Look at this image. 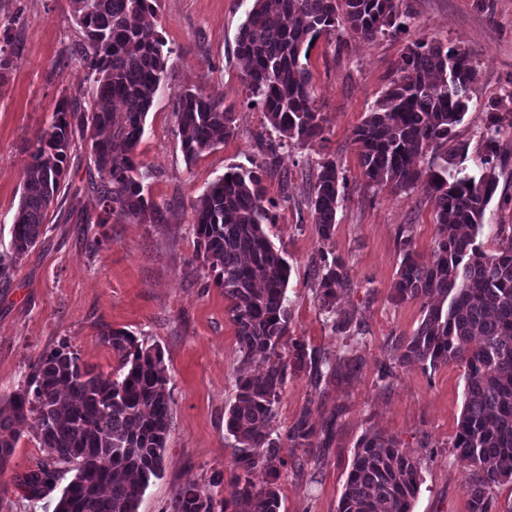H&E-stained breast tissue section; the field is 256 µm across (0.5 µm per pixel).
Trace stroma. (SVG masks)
Wrapping results in <instances>:
<instances>
[{"instance_id":"35a3bbf8","label":"stroma","mask_w":512,"mask_h":512,"mask_svg":"<svg viewBox=\"0 0 512 512\" xmlns=\"http://www.w3.org/2000/svg\"><path fill=\"white\" fill-rule=\"evenodd\" d=\"M255 0H159L158 30L171 53L136 155L150 176L152 200L166 223L127 219L97 223L101 212L90 189L93 161L83 143L68 159L67 177L50 207L47 233L0 278V404L24 386L31 366L59 344H67L95 372L114 373L118 361L103 344L104 327L122 329L159 346L167 366L171 427L164 469L141 497L139 512H171L180 488L194 485L229 496L233 437L224 412L234 403L237 379L256 373L244 363L229 302L204 268L192 231V204L228 167H250L260 159L265 130L262 108L248 100L237 38ZM402 0V26L375 40L350 36L320 39L309 54L315 106L323 118V140L281 148L280 165L265 179L275 223L264 230L291 266L287 287L288 337L279 353L291 362L292 339L335 357L345 348L317 302L310 262L318 250L341 256L350 286L338 293L336 311L360 322L361 367L350 378L312 380L289 371L272 424L285 434L302 409L326 447L286 454L279 488L281 512H337L358 440L369 431L396 437L417 459L422 484L413 512H468L472 472L453 446L465 400V374L451 363L437 371L396 368L388 383L378 379L392 363L398 338L412 335L422 313L419 302H396L393 285L402 260L401 235L418 259H433L437 224L425 187L406 192L369 184L363 175L354 129L397 76V64L413 42L436 40L469 50L477 78L468 111L456 125L454 144L465 145L464 164L476 169L483 153L481 132L489 106L512 114V0ZM7 31L9 63L0 68V252L11 231L25 182L29 154L58 103L82 95L88 69L75 47L82 39L72 0H0V31ZM188 88L230 107L233 137L195 162L186 163L178 133L176 103ZM334 159L344 177V201L336 234L322 243L309 205L316 171ZM499 185L486 209L481 240L495 251L494 227L512 224V162L497 169ZM99 240L90 249V240ZM0 471V512H53L76 473L60 466L42 499L29 500L17 477L37 469L48 454L30 424Z\"/></svg>"}]
</instances>
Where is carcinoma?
Listing matches in <instances>:
<instances>
[{
    "instance_id": "obj_1",
    "label": "carcinoma",
    "mask_w": 512,
    "mask_h": 512,
    "mask_svg": "<svg viewBox=\"0 0 512 512\" xmlns=\"http://www.w3.org/2000/svg\"><path fill=\"white\" fill-rule=\"evenodd\" d=\"M83 33L78 44L89 69V91L64 99L30 152L24 192L12 227L11 248L0 253V277L11 270L48 230L45 219L65 180L70 149L88 142L97 177V223L114 216L141 224H163L165 212L145 193L148 172L136 157L144 122L153 104L171 50L150 18L157 0H73ZM401 0H255L242 24L237 53L248 67V99L262 106L277 138L299 145L322 137L315 107L309 52L321 37L343 31L365 40L400 26ZM392 80L354 130L367 181L408 191L423 180L436 209L434 260L421 263L410 239L401 240L402 260L393 286L397 302L418 301L417 330L394 345V367L437 370L464 367L466 397L454 448L473 471L469 512H493L494 488L512 484V224L497 225L498 249H483L485 211L498 188L503 118L488 111L480 157L483 172L461 167L466 148L443 151L424 172L416 159L430 144L442 147L468 111L476 78L472 54L438 41L408 46ZM124 118L114 119V105ZM181 147L189 162L235 134V115L211 96L189 89L179 98ZM278 146L265 143L262 159L250 168L232 167L193 204V230L203 265L224 289L237 339L246 359L261 370L237 380L235 402L225 410V429L236 442L230 497L215 506L196 486L180 490L173 512H280L277 487L286 466L279 439L272 437L276 405L288 367L278 352L288 333V261L263 225L275 223L267 206L265 176L276 170ZM339 193L336 161L320 164L310 201L319 237L336 232ZM318 302L336 313L338 290L350 286L344 260L321 250L311 261ZM100 340L119 361L115 376L80 363L62 345L42 354L26 387L0 406V468L18 442L17 425L34 418L49 461L17 479L32 500L54 485L57 465L77 464L53 512H138L142 494L163 465L170 426L167 367L155 345L146 346L124 330L106 328ZM292 367L320 381L326 375H353L361 357L354 347L335 360L292 342ZM316 437L303 409L288 428V447L312 448ZM266 472L257 485L252 474ZM421 485L418 461L384 433L364 434L355 446L337 512H412Z\"/></svg>"
}]
</instances>
